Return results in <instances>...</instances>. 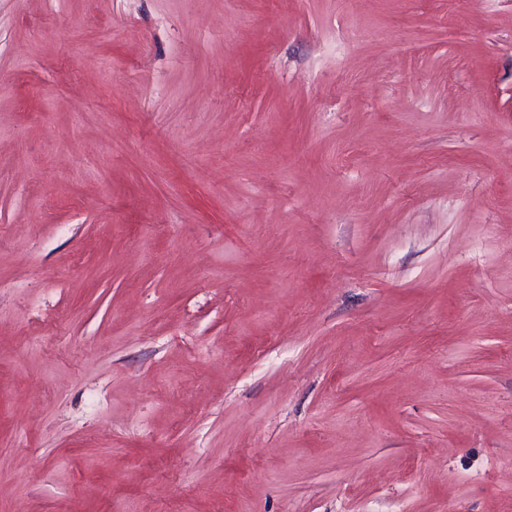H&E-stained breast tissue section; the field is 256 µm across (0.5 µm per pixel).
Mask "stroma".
Masks as SVG:
<instances>
[{"mask_svg": "<svg viewBox=\"0 0 512 512\" xmlns=\"http://www.w3.org/2000/svg\"><path fill=\"white\" fill-rule=\"evenodd\" d=\"M0 512H512V0H0Z\"/></svg>", "mask_w": 512, "mask_h": 512, "instance_id": "stroma-1", "label": "stroma"}]
</instances>
